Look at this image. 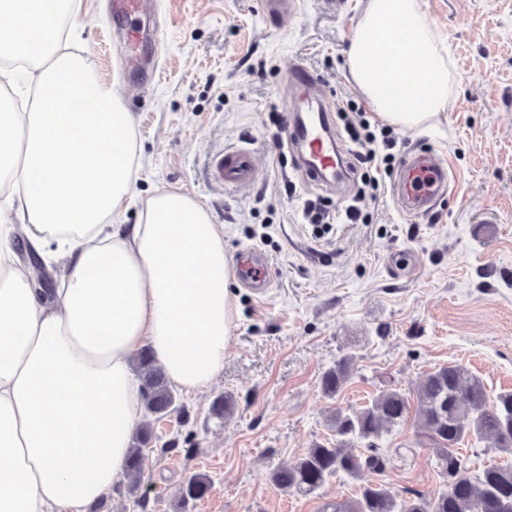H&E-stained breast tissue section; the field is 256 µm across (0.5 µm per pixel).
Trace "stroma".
<instances>
[{"label": "stroma", "instance_id": "35a3bbf8", "mask_svg": "<svg viewBox=\"0 0 512 512\" xmlns=\"http://www.w3.org/2000/svg\"><path fill=\"white\" fill-rule=\"evenodd\" d=\"M108 2L82 0L66 29L87 71L133 117L138 168L124 223H137L153 192L184 193L223 225L229 264L259 251L273 287L260 298L233 279L238 314L223 370L202 392H178L181 416L155 422L138 483L120 482L101 512H177L180 485L198 473L212 489L187 512H322L364 480L399 495L438 490L432 450L409 423L383 434L382 475L340 474L307 495L277 489L270 475L334 439L333 410L390 387L412 393L440 366L465 367L488 397L512 391V0H418L448 61V108L395 134L401 153L444 154L450 184L411 220L382 191L368 224L303 220L307 201L346 205L356 183L326 190L295 164L279 167L268 118L297 62L333 107L372 111L348 67L368 0H301L280 23L260 0H156V14L138 20L148 32L163 23L146 46L161 62L153 80L126 66V26L107 19ZM240 146L255 153L254 185L212 181L211 157ZM345 359L342 390L323 398L322 375ZM224 394L235 406L221 420L211 404Z\"/></svg>", "mask_w": 512, "mask_h": 512}]
</instances>
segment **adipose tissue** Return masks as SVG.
<instances>
[{
  "label": "adipose tissue",
  "mask_w": 512,
  "mask_h": 512,
  "mask_svg": "<svg viewBox=\"0 0 512 512\" xmlns=\"http://www.w3.org/2000/svg\"><path fill=\"white\" fill-rule=\"evenodd\" d=\"M0 0V59L37 60L30 107L0 112L13 155L0 220V512H86L127 475L141 413L134 366L150 350L177 388L208 387L235 322L224 230L173 190L121 221L136 166L130 113L59 51L58 14L81 0ZM348 67L379 117L418 127L448 106V67L416 0H370ZM41 192L31 188L33 181ZM22 229L64 286L45 296L11 245Z\"/></svg>",
  "instance_id": "obj_1"
}]
</instances>
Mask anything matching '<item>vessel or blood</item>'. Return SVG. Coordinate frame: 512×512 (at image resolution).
Masks as SVG:
<instances>
[{
  "instance_id": "b4317fda",
  "label": "vessel or blood",
  "mask_w": 512,
  "mask_h": 512,
  "mask_svg": "<svg viewBox=\"0 0 512 512\" xmlns=\"http://www.w3.org/2000/svg\"><path fill=\"white\" fill-rule=\"evenodd\" d=\"M266 17L272 21L284 20L300 6L299 0H262ZM281 139L298 159V168L309 180L328 184L342 156L340 144L333 131V112L325 102L309 101L302 107L283 115ZM213 180L222 185L242 187L256 179L253 152L236 148L215 154L210 161ZM448 163L445 159L428 155L403 158L400 164L398 199L406 210L425 211L430 199L447 185ZM238 269L247 287L256 293L268 288L269 270L266 259L251 251L240 258Z\"/></svg>"
}]
</instances>
